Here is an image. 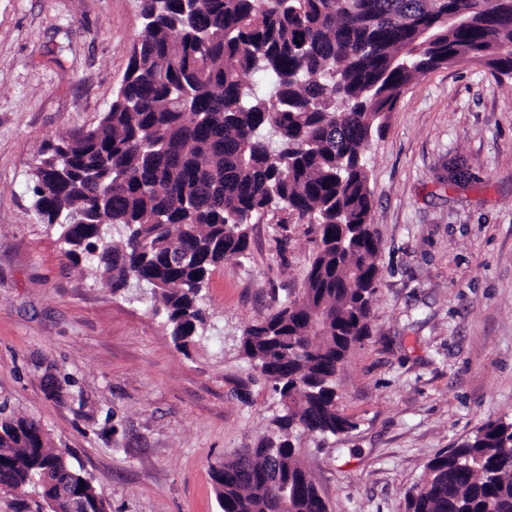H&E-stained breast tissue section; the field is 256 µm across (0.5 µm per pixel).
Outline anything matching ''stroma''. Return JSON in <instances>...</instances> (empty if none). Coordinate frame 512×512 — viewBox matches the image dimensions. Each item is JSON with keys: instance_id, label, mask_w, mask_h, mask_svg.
<instances>
[{"instance_id": "obj_1", "label": "stroma", "mask_w": 512, "mask_h": 512, "mask_svg": "<svg viewBox=\"0 0 512 512\" xmlns=\"http://www.w3.org/2000/svg\"><path fill=\"white\" fill-rule=\"evenodd\" d=\"M140 30L139 0H0V408L37 419L110 512H218L212 465L280 411L241 338L301 293L315 233L283 211L251 225L186 354L147 304L61 252L32 171L108 110ZM365 157L380 273L371 334L336 372L354 427L294 444L329 512H405L430 459L512 417V77L472 61L417 76ZM455 161L468 183L441 184Z\"/></svg>"}]
</instances>
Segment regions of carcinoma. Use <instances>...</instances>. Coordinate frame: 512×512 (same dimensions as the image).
<instances>
[{"instance_id": "carcinoma-1", "label": "carcinoma", "mask_w": 512, "mask_h": 512, "mask_svg": "<svg viewBox=\"0 0 512 512\" xmlns=\"http://www.w3.org/2000/svg\"><path fill=\"white\" fill-rule=\"evenodd\" d=\"M142 30L98 124L61 135L32 173L38 219L65 256L114 294L146 286L176 347L203 334L202 290L244 254L249 225L284 210L316 227L301 295L248 327L242 355L272 384L271 435L211 469L219 512H328L292 436L354 427L335 376L370 334L379 239L364 161L402 89L461 59L512 75V0H141ZM263 74L260 88L243 83ZM49 473L109 512L103 492L39 421L0 417V490ZM405 512H512V417L489 420L432 458Z\"/></svg>"}]
</instances>
